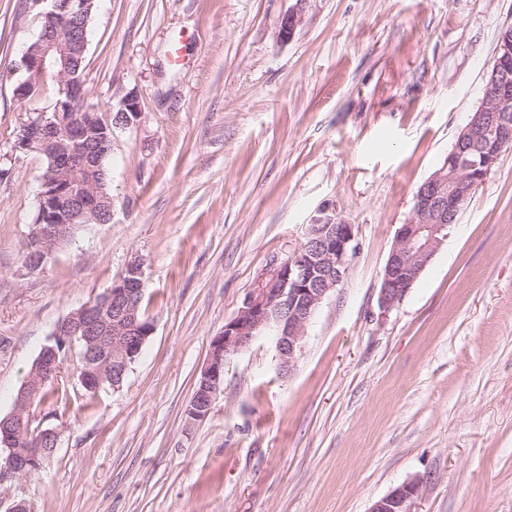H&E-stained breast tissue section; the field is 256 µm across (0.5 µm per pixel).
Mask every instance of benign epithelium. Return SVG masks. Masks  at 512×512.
I'll return each mask as SVG.
<instances>
[{"mask_svg":"<svg viewBox=\"0 0 512 512\" xmlns=\"http://www.w3.org/2000/svg\"><path fill=\"white\" fill-rule=\"evenodd\" d=\"M94 0H27V8L42 19L37 42L29 45L20 58L19 70L50 76L60 84L59 97L34 118L22 120L13 150L31 152L41 144L55 143L53 161L38 193L39 220L26 235L30 248L45 265L58 243L61 225L81 218L89 224L99 213L111 217L112 198L98 187L93 171L99 161L83 158L80 169L73 167L75 149L86 137L83 117L74 116L65 141L54 142L56 118L69 112L74 101L85 98L81 56L86 53V27ZM303 0L283 17L278 36L288 39L302 16ZM113 123L104 125L98 152L104 156L112 147L114 130L131 125L140 113L135 96L127 95L115 109ZM512 147V26L498 39L494 62L487 73L484 100L459 131L444 167L431 175L415 195L413 215L401 225L396 241L383 269L379 304L387 311L399 302L428 266L448 237L460 203L471 187L483 181L498 162L502 152ZM309 244L302 246L286 261L272 265L245 295L237 315L224 324L223 332L211 341L209 357L201 375L203 400L195 404L192 417L205 419L210 413L224 382V360L251 344L261 333L276 330V348L281 371L291 372L300 356L305 328L324 298L345 279L355 251L352 224L327 221L311 225ZM143 266L133 262L112 286L95 300L71 312L56 326V336H83L113 332L111 352L123 362L135 359L146 339L154 332L150 324L140 330L132 297L142 290ZM89 367L94 389L117 381L120 369L112 358L90 352ZM66 358L55 348L37 359L35 381L55 380ZM33 383H24L14 410L0 422V482L23 478L42 470L39 453L22 454L14 448L18 435L32 424L29 417ZM420 481L411 480L391 490L376 501L370 512H411Z\"/></svg>","mask_w":512,"mask_h":512,"instance_id":"obj_1","label":"benign epithelium"}]
</instances>
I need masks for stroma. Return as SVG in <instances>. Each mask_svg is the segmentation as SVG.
Here are the masks:
<instances>
[{
	"label": "stroma",
	"mask_w": 512,
	"mask_h": 512,
	"mask_svg": "<svg viewBox=\"0 0 512 512\" xmlns=\"http://www.w3.org/2000/svg\"><path fill=\"white\" fill-rule=\"evenodd\" d=\"M97 0L87 102L136 95L115 130L112 219L27 272L44 169L11 146L28 103L15 66L41 20L0 0V415L57 323L132 261L155 325L120 386L87 404L70 354L62 401L33 404L58 445L0 484L32 512H512V148L461 208L406 296L383 268L418 187L482 102L512 0ZM355 227L344 282L278 366L274 330L224 363L207 418L186 409L210 343L266 270L326 220ZM420 480H411L376 501L370 512H412L411 503L420 490Z\"/></svg>",
	"instance_id": "35a3bbf8"
}]
</instances>
